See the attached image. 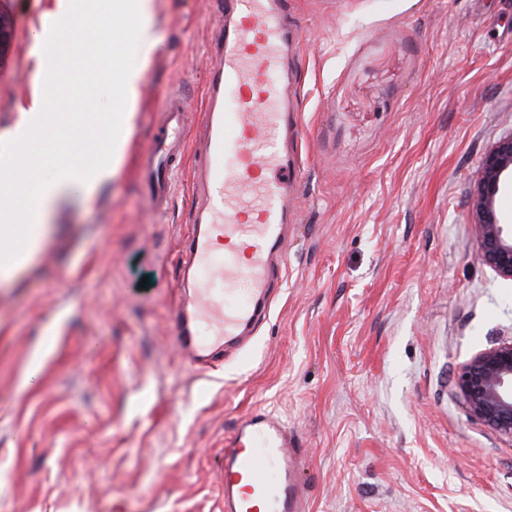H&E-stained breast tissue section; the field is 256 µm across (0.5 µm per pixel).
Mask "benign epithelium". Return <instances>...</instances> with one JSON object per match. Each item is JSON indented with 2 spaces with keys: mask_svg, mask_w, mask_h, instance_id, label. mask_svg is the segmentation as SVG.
<instances>
[{
  "mask_svg": "<svg viewBox=\"0 0 512 512\" xmlns=\"http://www.w3.org/2000/svg\"><path fill=\"white\" fill-rule=\"evenodd\" d=\"M13 21L0 13V64L11 50ZM512 190V134L483 156L472 196V215L480 261L512 280V224L498 209L500 196ZM456 389L469 414L512 439V340L475 353L462 365Z\"/></svg>",
  "mask_w": 512,
  "mask_h": 512,
  "instance_id": "7a95c632",
  "label": "benign epithelium"
}]
</instances>
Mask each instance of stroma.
<instances>
[{
    "label": "stroma",
    "mask_w": 512,
    "mask_h": 512,
    "mask_svg": "<svg viewBox=\"0 0 512 512\" xmlns=\"http://www.w3.org/2000/svg\"><path fill=\"white\" fill-rule=\"evenodd\" d=\"M52 0H0L14 22L0 131L37 82ZM291 104L304 126L286 266L249 351L196 370L176 341L180 242L137 158L167 92L202 149L220 0H157L159 48L116 179L71 188L32 265L0 285V512H224V440L281 415L307 451L304 512H512V439L469 415L460 366L512 338V281L477 258L470 200L512 135V0H289ZM99 61L53 112L95 122ZM40 364L37 386L25 374Z\"/></svg>",
    "instance_id": "1"
}]
</instances>
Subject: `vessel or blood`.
Returning <instances> with one entry per match:
<instances>
[{
    "mask_svg": "<svg viewBox=\"0 0 512 512\" xmlns=\"http://www.w3.org/2000/svg\"><path fill=\"white\" fill-rule=\"evenodd\" d=\"M209 76L206 148L193 168L205 202L183 241L188 259L177 339L194 363L242 346L270 311L274 264L283 260L288 198L299 167L285 142L298 118L288 109V0H227ZM138 173L164 212L180 180L190 132L180 95L168 93ZM303 452L277 415L245 414L224 442V512H300Z\"/></svg>",
    "mask_w": 512,
    "mask_h": 512,
    "instance_id": "1",
    "label": "vessel or blood"
}]
</instances>
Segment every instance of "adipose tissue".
<instances>
[{
	"mask_svg": "<svg viewBox=\"0 0 512 512\" xmlns=\"http://www.w3.org/2000/svg\"><path fill=\"white\" fill-rule=\"evenodd\" d=\"M155 13V0H112L113 21L129 18L136 21L131 36L139 47L141 62L133 65L124 57H113L112 72L120 83L114 112L88 128L79 120L68 119L59 144L60 151L66 152L68 158L56 164L49 176L36 181L30 178L31 172L40 169L47 157L43 144L32 137L33 131L49 127L51 122L45 95L33 97L27 107L22 108L19 120L0 145V179L11 180L20 193L31 196L17 211L16 223L0 225V281L12 280L42 251L54 231L46 218L54 208L65 203L66 192L72 185L93 189L118 174L134 125L146 64L158 46ZM97 21L95 9L85 0L76 5L71 0H56L55 10L46 14L35 35V44L40 48V80L54 85L61 67L56 57L43 52V45L59 30Z\"/></svg>",
	"mask_w": 512,
	"mask_h": 512,
	"instance_id": "1",
	"label": "adipose tissue"
}]
</instances>
